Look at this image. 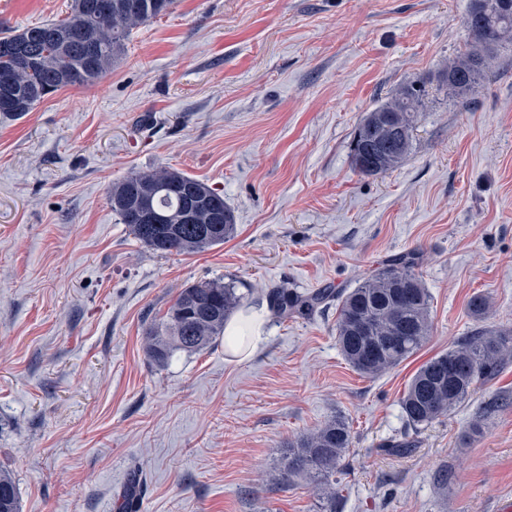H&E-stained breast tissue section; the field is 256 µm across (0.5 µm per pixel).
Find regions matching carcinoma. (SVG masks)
<instances>
[{
  "instance_id": "carcinoma-1",
  "label": "carcinoma",
  "mask_w": 512,
  "mask_h": 512,
  "mask_svg": "<svg viewBox=\"0 0 512 512\" xmlns=\"http://www.w3.org/2000/svg\"><path fill=\"white\" fill-rule=\"evenodd\" d=\"M174 0H72L69 14L43 25L0 34V77L16 78V93L37 104L65 87H84L100 80L125 52L133 27L167 13ZM467 24L471 39L442 76L448 91L464 100L480 84L486 60L512 43V0H496L486 9L470 0ZM26 47L20 60L14 46ZM424 85L408 84L374 112L393 117L395 135L383 153L369 160L374 132L362 121L354 134L352 164L363 175H378L398 167L411 150L414 112ZM143 198L158 214L159 223L140 224L131 205ZM112 212L127 225L135 239L161 252L200 253L234 237L236 224L224 196L207 184L178 170L161 168L133 173L109 192ZM193 209H214L219 224H176ZM414 254L392 258L377 267L348 292L329 288L301 296L285 288L270 292L278 312L307 314L319 305L336 301V344L344 360L358 373L374 377L392 369L417 352L430 332V294L412 271ZM245 295L235 282L214 281L182 289L150 337L148 354L159 366L177 352L205 348L224 332L228 317L243 305ZM370 314L382 325L374 337L373 357L357 323ZM512 359V335L478 327L448 351L423 363L412 376L400 406L406 423L414 428L429 424L467 401L477 385L497 376ZM351 445L348 423L337 418L313 433L288 441L282 456L285 482L299 474L328 489L324 512H336V474L343 471ZM0 512H20L12 476L0 470Z\"/></svg>"
}]
</instances>
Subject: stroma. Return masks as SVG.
<instances>
[{
  "mask_svg": "<svg viewBox=\"0 0 512 512\" xmlns=\"http://www.w3.org/2000/svg\"><path fill=\"white\" fill-rule=\"evenodd\" d=\"M71 0H0V28L65 18ZM469 0H175L134 28L95 84L0 116V469L21 512H319L324 487L283 482L288 440L350 426L338 512L512 507V361L420 430L400 399L474 328H512V46L470 99L442 72L470 40ZM426 84L412 146L364 176L355 130ZM177 169L223 195L236 234L195 254L138 242L108 201L135 172ZM414 253L431 332L368 378L336 346V308L269 311L249 358L223 338L149 358L182 288L235 282L249 302L357 287ZM487 297L483 317L469 309ZM480 432H472L473 424ZM409 437L402 454L386 444Z\"/></svg>",
  "mask_w": 512,
  "mask_h": 512,
  "instance_id": "35a3bbf8",
  "label": "stroma"
}]
</instances>
